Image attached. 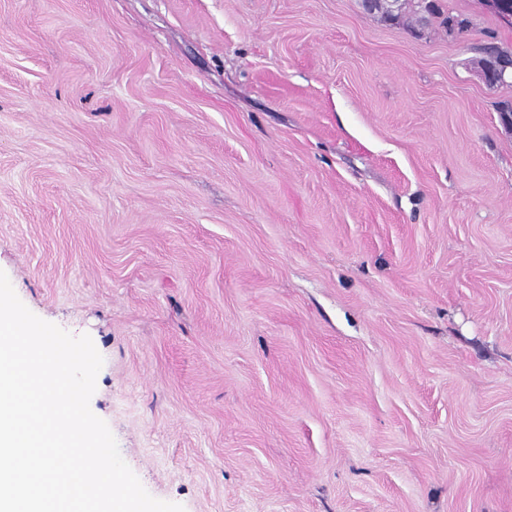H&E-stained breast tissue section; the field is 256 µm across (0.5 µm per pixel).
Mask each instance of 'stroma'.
I'll return each mask as SVG.
<instances>
[{"mask_svg":"<svg viewBox=\"0 0 512 512\" xmlns=\"http://www.w3.org/2000/svg\"><path fill=\"white\" fill-rule=\"evenodd\" d=\"M0 0V270L184 512H512V25ZM485 54H488V57L494 59L497 69L512 70V50L503 49L498 46H489L485 49ZM478 68L479 76L489 86L507 83L509 75L512 79V71L508 74L504 71H499L498 74L493 77L491 64L484 59L480 61Z\"/></svg>","mask_w":512,"mask_h":512,"instance_id":"35a3bbf8","label":"stroma"}]
</instances>
